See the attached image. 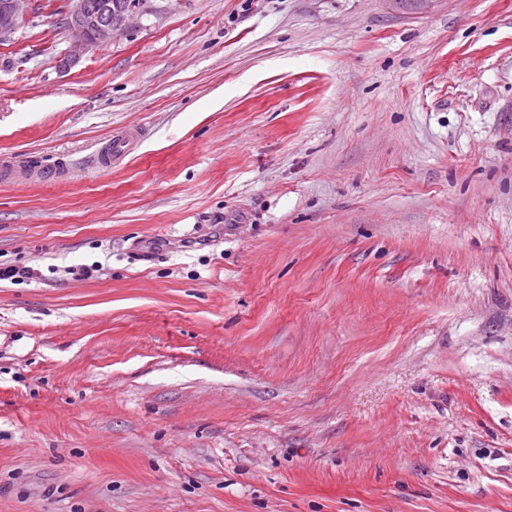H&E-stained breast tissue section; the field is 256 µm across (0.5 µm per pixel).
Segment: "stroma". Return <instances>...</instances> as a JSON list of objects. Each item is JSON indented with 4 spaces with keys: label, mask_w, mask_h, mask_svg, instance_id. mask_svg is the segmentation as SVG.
<instances>
[{
    "label": "stroma",
    "mask_w": 512,
    "mask_h": 512,
    "mask_svg": "<svg viewBox=\"0 0 512 512\" xmlns=\"http://www.w3.org/2000/svg\"><path fill=\"white\" fill-rule=\"evenodd\" d=\"M67 3L0 44V163L66 168L0 184V512H512V0H150L71 66ZM134 144L133 139L125 138L122 135L115 136L112 139L110 146L101 151L98 155V162L101 167H109L112 163L125 155L129 150L132 149Z\"/></svg>",
    "instance_id": "obj_1"
}]
</instances>
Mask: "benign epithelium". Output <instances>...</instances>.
Returning <instances> with one entry per match:
<instances>
[{"mask_svg": "<svg viewBox=\"0 0 512 512\" xmlns=\"http://www.w3.org/2000/svg\"><path fill=\"white\" fill-rule=\"evenodd\" d=\"M29 0H0V39L7 38L26 12ZM149 10L146 0H100L91 10L87 0H69L65 26L75 37L74 45L65 57L72 65L90 49L106 43L125 28L133 16Z\"/></svg>", "mask_w": 512, "mask_h": 512, "instance_id": "1", "label": "benign epithelium"}]
</instances>
